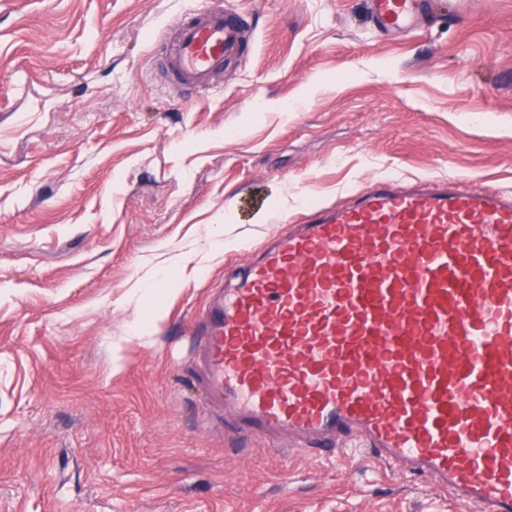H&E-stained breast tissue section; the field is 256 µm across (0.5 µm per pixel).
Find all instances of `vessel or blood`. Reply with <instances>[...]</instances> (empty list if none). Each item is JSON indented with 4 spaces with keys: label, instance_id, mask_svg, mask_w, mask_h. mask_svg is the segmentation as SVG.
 <instances>
[{
    "label": "vessel or blood",
    "instance_id": "1",
    "mask_svg": "<svg viewBox=\"0 0 512 512\" xmlns=\"http://www.w3.org/2000/svg\"><path fill=\"white\" fill-rule=\"evenodd\" d=\"M436 8L368 0L387 35ZM172 31L168 71L193 95L246 46L223 0ZM190 358L244 439L319 454L342 439L477 512H512V190L384 177L310 208L213 290Z\"/></svg>",
    "mask_w": 512,
    "mask_h": 512
}]
</instances>
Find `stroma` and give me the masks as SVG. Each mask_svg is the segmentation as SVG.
<instances>
[{
  "label": "stroma",
  "mask_w": 512,
  "mask_h": 512,
  "mask_svg": "<svg viewBox=\"0 0 512 512\" xmlns=\"http://www.w3.org/2000/svg\"><path fill=\"white\" fill-rule=\"evenodd\" d=\"M228 2L253 40L194 97L166 31L211 0H0V512H474L205 422L187 351L307 201L381 176L512 189V0L397 37L367 0Z\"/></svg>",
  "instance_id": "1"
}]
</instances>
